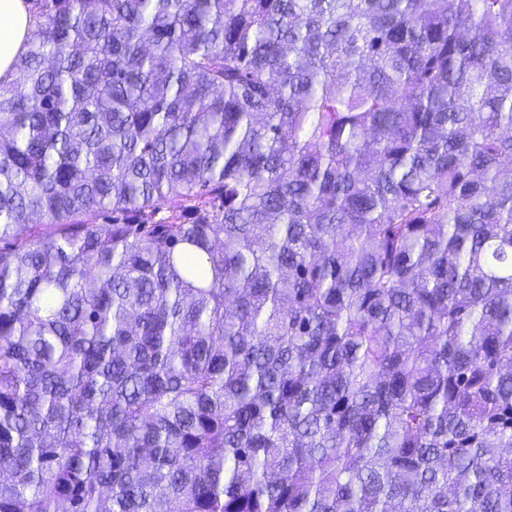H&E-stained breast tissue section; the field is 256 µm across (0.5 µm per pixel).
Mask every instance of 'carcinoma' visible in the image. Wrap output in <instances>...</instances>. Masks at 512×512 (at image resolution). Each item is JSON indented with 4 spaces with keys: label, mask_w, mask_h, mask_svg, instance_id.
Masks as SVG:
<instances>
[{
    "label": "carcinoma",
    "mask_w": 512,
    "mask_h": 512,
    "mask_svg": "<svg viewBox=\"0 0 512 512\" xmlns=\"http://www.w3.org/2000/svg\"><path fill=\"white\" fill-rule=\"evenodd\" d=\"M15 68L0 512H512V0H39Z\"/></svg>",
    "instance_id": "carcinoma-1"
}]
</instances>
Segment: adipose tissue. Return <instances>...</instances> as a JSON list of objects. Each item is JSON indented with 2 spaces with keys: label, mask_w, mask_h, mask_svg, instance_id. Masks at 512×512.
I'll list each match as a JSON object with an SVG mask.
<instances>
[{
  "label": "adipose tissue",
  "mask_w": 512,
  "mask_h": 512,
  "mask_svg": "<svg viewBox=\"0 0 512 512\" xmlns=\"http://www.w3.org/2000/svg\"><path fill=\"white\" fill-rule=\"evenodd\" d=\"M33 31L27 0H0V82H10L14 63Z\"/></svg>",
  "instance_id": "ef3b65f1"
}]
</instances>
